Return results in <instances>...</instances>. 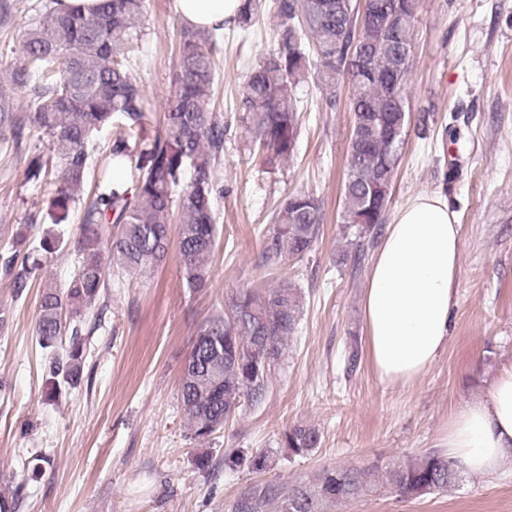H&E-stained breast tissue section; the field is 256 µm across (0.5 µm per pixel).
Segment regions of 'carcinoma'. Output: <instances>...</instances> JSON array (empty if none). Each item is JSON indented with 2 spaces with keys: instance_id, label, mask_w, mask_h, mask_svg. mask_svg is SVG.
<instances>
[{
  "instance_id": "obj_1",
  "label": "carcinoma",
  "mask_w": 512,
  "mask_h": 512,
  "mask_svg": "<svg viewBox=\"0 0 512 512\" xmlns=\"http://www.w3.org/2000/svg\"><path fill=\"white\" fill-rule=\"evenodd\" d=\"M144 2L100 0L85 14L61 0H46L22 35L19 63L0 84V136L17 147L40 135L51 142L54 159L31 158L26 179L48 182L65 202L88 195L73 242L76 271L64 287L45 289L35 327L40 347L61 348L50 369L70 385L83 375L88 336L98 327L86 324L85 315L108 288L110 268L145 277L164 261L174 236L186 287L199 292L210 279L217 232L212 205L223 192L214 168L224 153V121L214 103L216 43L209 33L180 29L171 92L153 121L144 90L126 65L141 44ZM377 3L376 14L357 26V0H275L276 47L252 67L238 103L251 142L268 152L271 164L295 151L301 127L295 88L309 70L329 91L325 103L331 108L338 80L354 82L340 221L354 230L358 263L367 242L382 231L409 122L415 14H393L396 0ZM258 13L259 0H243L234 25L246 31ZM360 52L370 56L379 80L359 77L354 57ZM394 74L400 78L396 96L383 84ZM17 91L28 92L24 110L16 103ZM116 123L120 131L108 152L112 163L133 161L140 148L145 164L138 165L130 188L108 181L87 192L95 135ZM187 163L195 176L178 192ZM322 220L314 197L286 195L271 214L259 264L278 267L304 259ZM28 260L17 251L3 258L4 270L16 271L13 286L19 291L27 287ZM301 308L298 289L286 282L242 288L224 305V314L199 326L179 389L191 439L208 442L227 421L263 400L271 367L285 356ZM320 443L319 430L304 423L288 427L280 438L290 458L306 456ZM224 461L260 475L238 491L229 512H332L384 486L413 499L443 492L462 478L453 461L435 452L390 468L383 482L375 464L325 467L312 480L286 484L263 477L272 466L263 452L231 451Z\"/></svg>"
}]
</instances>
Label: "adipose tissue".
<instances>
[{"instance_id":"ef3b65f1","label":"adipose tissue","mask_w":512,"mask_h":512,"mask_svg":"<svg viewBox=\"0 0 512 512\" xmlns=\"http://www.w3.org/2000/svg\"><path fill=\"white\" fill-rule=\"evenodd\" d=\"M184 26L222 32L241 0H174ZM461 240L441 193L410 200L387 224L363 299L367 354L379 379L406 387L424 376L448 341ZM437 445L467 474L491 475L512 456V364L486 397L453 411Z\"/></svg>"}]
</instances>
